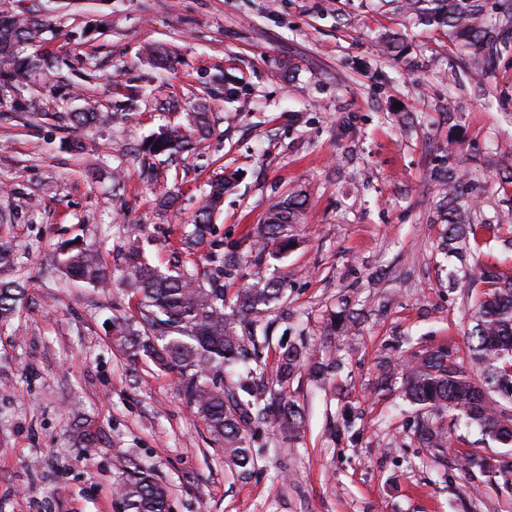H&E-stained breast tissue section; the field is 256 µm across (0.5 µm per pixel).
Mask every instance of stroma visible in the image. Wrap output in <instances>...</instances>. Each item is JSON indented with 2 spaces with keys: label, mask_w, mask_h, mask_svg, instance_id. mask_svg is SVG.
I'll use <instances>...</instances> for the list:
<instances>
[{
  "label": "stroma",
  "mask_w": 512,
  "mask_h": 512,
  "mask_svg": "<svg viewBox=\"0 0 512 512\" xmlns=\"http://www.w3.org/2000/svg\"><path fill=\"white\" fill-rule=\"evenodd\" d=\"M24 14L49 28L18 49L46 68L21 83L0 77V251L10 255L0 282L24 288L0 326V512H123L115 490L140 468L167 488L168 512H512V447L447 414L434 422L448 447H419L421 414L401 372L414 341L480 375L467 336L474 298L448 274L478 262L512 271V184L502 178L512 170V51L477 82L446 28L413 24L395 0H0V17ZM99 18L105 30L92 29ZM394 33L401 54L383 53ZM149 45L166 51L167 68L146 58ZM88 103L110 122L68 121ZM200 103L206 140L173 159L145 152ZM451 140L474 220L500 224L461 259L440 253L445 227L431 221L430 172ZM222 173L237 180L211 243L186 250ZM296 190L308 196L296 245L246 263V234ZM168 192L178 201L165 210ZM73 241L99 249L109 288L66 279L61 251ZM131 241L163 269L231 258L230 295L287 274L274 341L342 362L326 385L295 374L304 430L253 427L250 474L228 463L177 374L114 340L110 323L130 314L116 270ZM344 305L356 321L327 336ZM471 452L491 470L463 468Z\"/></svg>",
  "instance_id": "1"
}]
</instances>
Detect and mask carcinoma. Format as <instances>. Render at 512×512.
<instances>
[{"instance_id":"1","label":"carcinoma","mask_w":512,"mask_h":512,"mask_svg":"<svg viewBox=\"0 0 512 512\" xmlns=\"http://www.w3.org/2000/svg\"><path fill=\"white\" fill-rule=\"evenodd\" d=\"M400 10L417 24L448 27L480 81L490 75L496 55L512 47V0H497L492 13L487 0H400ZM45 26L46 20L36 14L0 20L3 76L17 81L31 76L29 68L16 63L13 49L21 40L35 39ZM192 122L194 129L188 133L178 126L163 130L148 143V152L172 158L190 151L193 135L202 138L210 132L208 113H194ZM433 182L439 198L434 222L447 225L440 249H479L499 225L472 221L475 201L465 196L451 168L435 169ZM229 184L223 177L210 182L192 220L188 247L212 235L211 218ZM306 201L307 196L297 192L271 208L265 222L248 234L252 258L258 260L267 251L282 253L294 244ZM224 265L226 259L214 256L203 272L176 266L164 273L142 259L137 245L128 244L120 272L135 298V313L124 320L117 335L131 358H145L161 370L178 373V390L186 404L224 444L232 464L248 471L256 460L247 431L252 423L283 434L298 433L302 415L288 399L287 387L312 353L302 344L282 346L276 369H266L259 351L272 343L270 316L285 299V277L246 283L229 304ZM64 275L97 288L109 285L100 254L84 246L68 250ZM463 278L477 296L474 325L467 335L482 378L469 377L444 348L410 352L403 361L404 396L414 405L451 413L481 435L512 445V273L486 267L467 269ZM22 294L19 285L0 283L1 324L14 318ZM226 371L236 380L220 387L215 379ZM416 435L426 448L448 447V433L425 420ZM166 497L165 488L145 471L129 475L120 487L124 512H166Z\"/></svg>"}]
</instances>
